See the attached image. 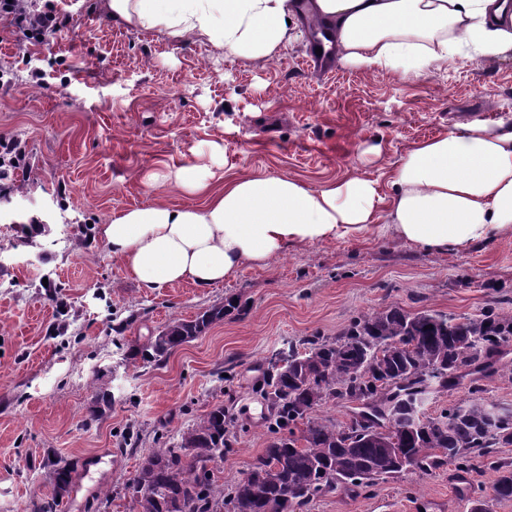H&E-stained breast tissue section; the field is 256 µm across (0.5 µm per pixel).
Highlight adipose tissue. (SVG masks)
Here are the masks:
<instances>
[{
  "label": "adipose tissue",
  "mask_w": 512,
  "mask_h": 512,
  "mask_svg": "<svg viewBox=\"0 0 512 512\" xmlns=\"http://www.w3.org/2000/svg\"><path fill=\"white\" fill-rule=\"evenodd\" d=\"M114 20L246 61L276 59L301 36V11L325 26L341 63L421 76L454 58L512 54V0H109ZM146 177L175 182L193 202L162 199L116 213L99 228L112 258L152 290H206L289 249L384 228L445 252L512 234V118L475 120L414 144L394 164L390 194L361 171L319 186L285 174L226 172L224 148Z\"/></svg>",
  "instance_id": "1"
}]
</instances>
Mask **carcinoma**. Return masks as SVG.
<instances>
[{"instance_id":"cac0c4a2","label":"carcinoma","mask_w":512,"mask_h":512,"mask_svg":"<svg viewBox=\"0 0 512 512\" xmlns=\"http://www.w3.org/2000/svg\"><path fill=\"white\" fill-rule=\"evenodd\" d=\"M228 311L219 304L190 320L174 319L130 356L159 365ZM511 345L512 312L492 307L458 319L396 305L355 316L336 336L305 337L267 360L269 441L243 478L226 487L214 475V463L232 447L224 406L218 405L144 456L124 490L135 512H299L339 487L359 488L409 471L430 476L448 463L467 470L478 456L490 459L497 472L494 498L511 499L512 466L495 460L494 450L512 445V408H502L503 418L491 426L493 403L480 396L479 386L496 373L512 380V362H502ZM466 377L470 397L436 417L408 404ZM336 400L369 416L376 431L316 417ZM303 421L300 446L295 428ZM45 466L53 489L38 512H57L72 466L61 458Z\"/></svg>"}]
</instances>
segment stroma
<instances>
[{
  "instance_id": "stroma-1",
  "label": "stroma",
  "mask_w": 512,
  "mask_h": 512,
  "mask_svg": "<svg viewBox=\"0 0 512 512\" xmlns=\"http://www.w3.org/2000/svg\"><path fill=\"white\" fill-rule=\"evenodd\" d=\"M62 31L18 42L0 17V137L18 141L38 174L0 199V512H37L52 492L44 463L73 464L67 512H134L130 483L158 437L214 406L235 436L214 465L241 478L268 443L259 390L266 360L304 336L336 335L351 317L389 305L455 317L512 309V235L429 253L393 236L305 244L266 267H243L208 290L148 292L98 238L113 212L163 198L175 184L146 174L193 164L217 142L245 175L285 174L317 186L365 171L387 180L415 142L473 120L512 117V56L459 58L420 77L335 63L324 76L304 58L313 25L269 63L183 43L113 20L106 0H37ZM381 144V155L365 147ZM40 238L22 243L23 224ZM236 300L202 337L159 365L129 348L169 321ZM112 404L95 414L97 394ZM496 478L482 458L420 477L343 488L303 512H470Z\"/></svg>"
}]
</instances>
